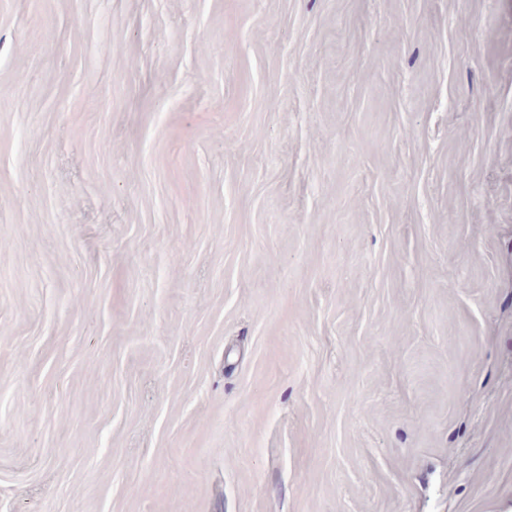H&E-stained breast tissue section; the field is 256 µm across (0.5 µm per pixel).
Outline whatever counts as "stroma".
<instances>
[{
    "mask_svg": "<svg viewBox=\"0 0 512 512\" xmlns=\"http://www.w3.org/2000/svg\"><path fill=\"white\" fill-rule=\"evenodd\" d=\"M0 512H512V0H0Z\"/></svg>",
    "mask_w": 512,
    "mask_h": 512,
    "instance_id": "obj_1",
    "label": "stroma"
}]
</instances>
